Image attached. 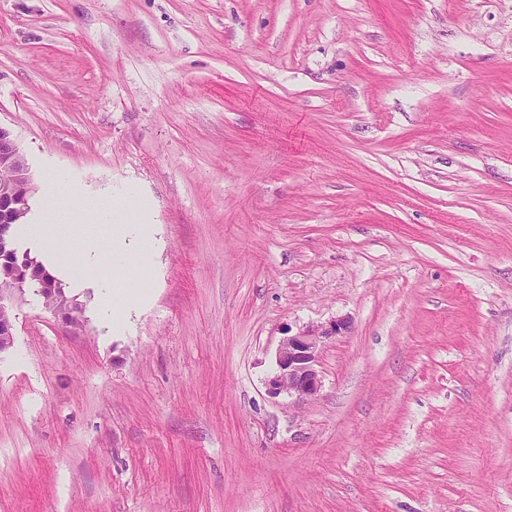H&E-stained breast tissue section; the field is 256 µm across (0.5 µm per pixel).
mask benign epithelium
<instances>
[{
    "label": "benign epithelium",
    "instance_id": "7a95c632",
    "mask_svg": "<svg viewBox=\"0 0 512 512\" xmlns=\"http://www.w3.org/2000/svg\"><path fill=\"white\" fill-rule=\"evenodd\" d=\"M36 186L29 166L11 133L0 127V252L14 251L10 225L15 223L18 205L35 193ZM37 281L45 309L64 322H69L77 304L67 299L64 287L57 280L33 269H24L8 279H0V354L9 351L15 341V317L7 315L16 297L24 296L25 285ZM350 319L338 318L327 326H306L281 341L276 354V371L268 380L273 396L287 393L299 399L316 395L322 387L318 366L319 353L326 341L346 333Z\"/></svg>",
    "mask_w": 512,
    "mask_h": 512
}]
</instances>
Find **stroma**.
<instances>
[{
  "label": "stroma",
  "mask_w": 512,
  "mask_h": 512,
  "mask_svg": "<svg viewBox=\"0 0 512 512\" xmlns=\"http://www.w3.org/2000/svg\"><path fill=\"white\" fill-rule=\"evenodd\" d=\"M0 127L155 227L17 304L0 512H512V0H0ZM143 301L142 289L136 288L129 279L112 278V285H106L102 294V309L113 328L123 325ZM350 319L338 318L328 326H306L281 341L276 354V371L268 380L273 396L287 393L299 399L315 396L322 387L319 353L326 341L346 333Z\"/></svg>",
  "instance_id": "obj_1"
}]
</instances>
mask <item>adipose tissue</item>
Masks as SVG:
<instances>
[{
    "label": "adipose tissue",
    "instance_id": "1",
    "mask_svg": "<svg viewBox=\"0 0 512 512\" xmlns=\"http://www.w3.org/2000/svg\"><path fill=\"white\" fill-rule=\"evenodd\" d=\"M49 204L41 219L26 222L17 229L21 235L35 242L52 258L54 267H82L93 269L108 263L112 266L124 265L130 252L150 236L151 225L141 223L127 203H120L126 224L121 233L113 236L110 246H103L94 234L78 229L65 235L59 230L55 219L58 199H65L70 207L86 209L87 202L81 192L65 185L59 176H51L47 185ZM144 301L142 289L136 288L127 278L113 279L102 294V309L111 325L124 324L130 313Z\"/></svg>",
    "mask_w": 512,
    "mask_h": 512
}]
</instances>
